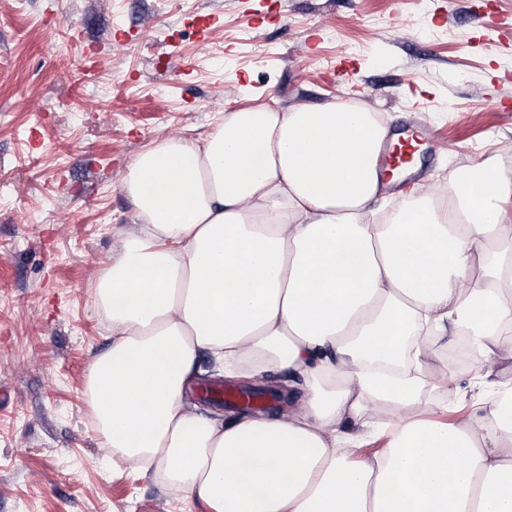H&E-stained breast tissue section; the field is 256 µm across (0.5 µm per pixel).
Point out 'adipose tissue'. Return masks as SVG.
I'll return each instance as SVG.
<instances>
[{
    "instance_id": "ef3b65f1",
    "label": "adipose tissue",
    "mask_w": 512,
    "mask_h": 512,
    "mask_svg": "<svg viewBox=\"0 0 512 512\" xmlns=\"http://www.w3.org/2000/svg\"><path fill=\"white\" fill-rule=\"evenodd\" d=\"M388 135L365 109L260 106L130 163L141 229L95 290L112 347L89 396L108 447L216 512H512V169L475 163L379 224ZM447 331L495 371L487 397L451 424L385 427L353 458L348 425L372 402L418 403ZM201 349L231 376H303L302 410L186 409Z\"/></svg>"
}]
</instances>
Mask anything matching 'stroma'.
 <instances>
[{
  "label": "stroma",
  "instance_id": "obj_1",
  "mask_svg": "<svg viewBox=\"0 0 512 512\" xmlns=\"http://www.w3.org/2000/svg\"><path fill=\"white\" fill-rule=\"evenodd\" d=\"M340 58L357 97L323 76ZM507 74L512 0H0V512H213L92 424L91 363L112 345L95 286L139 229L121 188L137 154L262 105L352 102L392 131L423 120L440 147L384 189L382 213L435 195L460 159L512 156V111L487 97ZM197 363L186 405L228 417L200 399L222 371L204 350ZM424 374L410 416L453 422L482 396L475 365L433 357Z\"/></svg>",
  "mask_w": 512,
  "mask_h": 512
}]
</instances>
